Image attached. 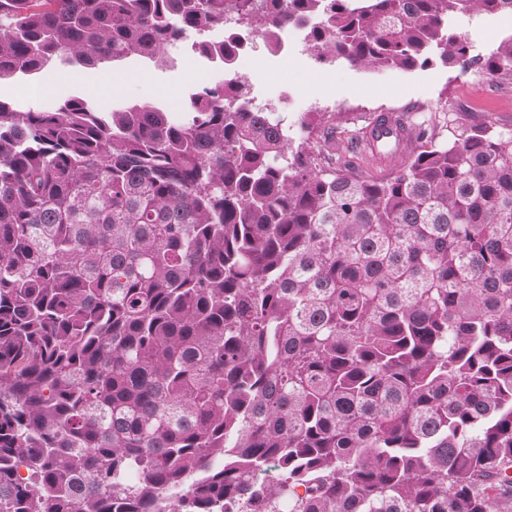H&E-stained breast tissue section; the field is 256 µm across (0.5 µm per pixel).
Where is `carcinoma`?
I'll return each mask as SVG.
<instances>
[{
	"label": "carcinoma",
	"mask_w": 512,
	"mask_h": 512,
	"mask_svg": "<svg viewBox=\"0 0 512 512\" xmlns=\"http://www.w3.org/2000/svg\"><path fill=\"white\" fill-rule=\"evenodd\" d=\"M512 0H0V81L231 66L291 25L370 70L469 55ZM229 71L177 115L0 99V512H512V131L402 119L305 155ZM420 146L387 180L348 159ZM269 463L277 480L259 483ZM453 27L470 45V55L485 57L501 40L512 36V16H458Z\"/></svg>",
	"instance_id": "1"
}]
</instances>
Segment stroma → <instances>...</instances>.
Returning <instances> with one entry per match:
<instances>
[{"instance_id":"35a3bbf8","label":"stroma","mask_w":512,"mask_h":512,"mask_svg":"<svg viewBox=\"0 0 512 512\" xmlns=\"http://www.w3.org/2000/svg\"><path fill=\"white\" fill-rule=\"evenodd\" d=\"M474 55L485 56L501 40L512 36V16H460L453 22ZM259 54L245 69L249 95L281 108L289 121L300 112L333 113L338 130L353 131L367 125L380 113H393L424 120L437 135L448 132L449 120L477 124L495 121L500 129L512 131V77L487 83L475 70L441 62L411 71H372L345 63L321 64L310 56L302 38H294L287 56H280L256 40ZM177 60L168 66L147 64L129 58L117 69L126 83L121 91L101 84L96 69L59 65L37 79L8 80L5 101L21 110L41 111L47 102L77 96L102 109L113 105L153 103L168 112L183 111L191 93L202 84L218 81L224 73L193 51L179 44Z\"/></svg>"}]
</instances>
